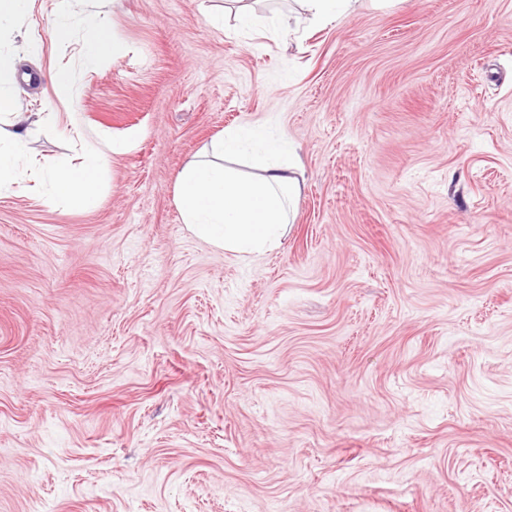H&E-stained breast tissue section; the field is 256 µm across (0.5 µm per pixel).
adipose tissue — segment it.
Here are the masks:
<instances>
[{"instance_id": "obj_1", "label": "adipose tissue", "mask_w": 512, "mask_h": 512, "mask_svg": "<svg viewBox=\"0 0 512 512\" xmlns=\"http://www.w3.org/2000/svg\"><path fill=\"white\" fill-rule=\"evenodd\" d=\"M16 73L0 56V110L12 114V130L0 141V191L17 182L32 123L15 111ZM215 161L195 162L177 177L176 203L190 230L227 251L258 253L278 248L299 191V162L287 135L268 139L258 125L225 131L214 142ZM104 152L88 146L79 167L54 173L49 194L71 209L97 198Z\"/></svg>"}]
</instances>
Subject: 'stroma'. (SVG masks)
<instances>
[{
	"mask_svg": "<svg viewBox=\"0 0 512 512\" xmlns=\"http://www.w3.org/2000/svg\"><path fill=\"white\" fill-rule=\"evenodd\" d=\"M54 0L0 37L34 128L0 192V512H512V0ZM121 45L83 59L84 18ZM72 74L67 92L50 76ZM287 132L282 245L196 237L176 178ZM106 157L95 205L41 175ZM74 0H56L55 13L58 18L52 27V34L56 40H65L70 35V29L65 20L75 14ZM224 3V12L228 11L233 14L240 26H270L280 28L282 25L276 15H261L257 13L249 3H245V0H226ZM303 9L314 20L319 22H330L338 13L348 10L354 2L359 0H300Z\"/></svg>",
	"mask_w": 512,
	"mask_h": 512,
	"instance_id": "obj_1",
	"label": "stroma"
}]
</instances>
